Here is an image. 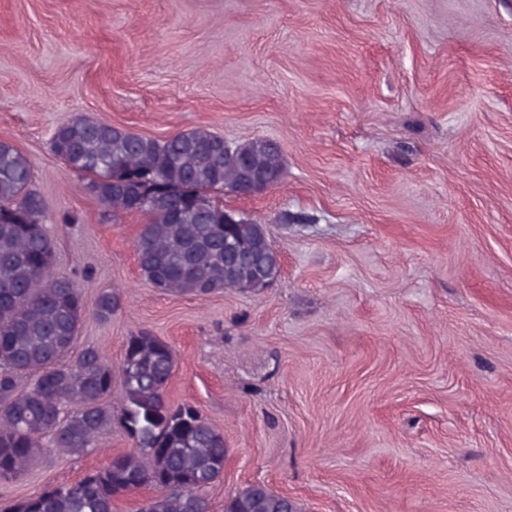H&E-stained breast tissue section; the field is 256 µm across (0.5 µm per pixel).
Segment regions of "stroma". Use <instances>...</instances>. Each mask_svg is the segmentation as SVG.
<instances>
[{
  "label": "stroma",
  "mask_w": 512,
  "mask_h": 512,
  "mask_svg": "<svg viewBox=\"0 0 512 512\" xmlns=\"http://www.w3.org/2000/svg\"><path fill=\"white\" fill-rule=\"evenodd\" d=\"M94 117L164 139L264 137L284 183L224 205L283 258L257 293L172 296L50 150ZM0 140L32 165L79 344L119 364L145 328L168 387L223 432L212 512L248 483L300 512H512V0H0ZM74 223H64V216ZM128 440L40 458L0 512Z\"/></svg>",
  "instance_id": "stroma-1"
}]
</instances>
